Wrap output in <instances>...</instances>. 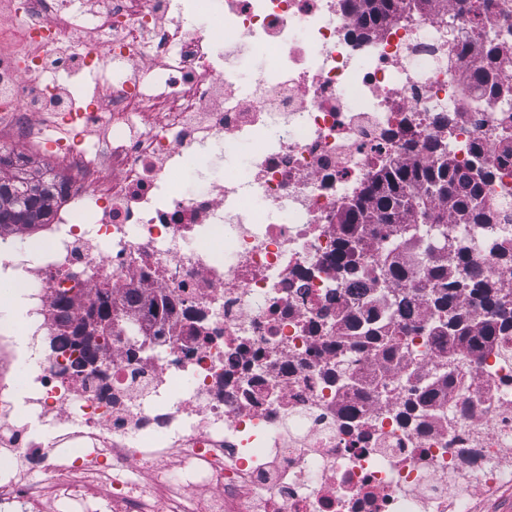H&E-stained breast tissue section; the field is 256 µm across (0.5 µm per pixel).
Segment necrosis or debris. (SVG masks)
Instances as JSON below:
<instances>
[{"instance_id": "necrosis-or-debris-1", "label": "necrosis or debris", "mask_w": 512, "mask_h": 512, "mask_svg": "<svg viewBox=\"0 0 512 512\" xmlns=\"http://www.w3.org/2000/svg\"><path fill=\"white\" fill-rule=\"evenodd\" d=\"M97 2L81 40L73 0H0V34L29 47L0 53V150L25 142V168L50 154L67 179L25 246L0 233L21 308L0 326V512H493L512 489V357L464 354L448 398L403 424L399 401L434 377L435 317L414 288L439 256L416 252L400 280L408 317L378 315L403 331L401 357L337 351L345 317L380 295L377 249L367 273L340 277L336 215L382 164L431 163L447 139L461 168L492 170L482 195L497 211L490 227H448L472 269L512 288L487 245L512 246V57L491 83L469 78L472 33L512 24V0H440L369 38L347 0H224L208 30L176 21L175 0ZM452 27L469 44L453 68ZM254 46L275 64L241 101L232 74ZM107 58L137 69L109 104L60 95L55 73ZM92 122L105 134L91 151ZM243 139L245 181L176 189L188 160L217 166ZM104 284L120 303L134 288L169 296L177 313L165 342L144 333L133 358L112 336L96 352L107 378L77 376L83 351L51 344L53 302L78 286L79 318ZM337 365L358 384L328 383Z\"/></svg>"}]
</instances>
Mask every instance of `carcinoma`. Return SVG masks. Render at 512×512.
Segmentation results:
<instances>
[{"mask_svg":"<svg viewBox=\"0 0 512 512\" xmlns=\"http://www.w3.org/2000/svg\"><path fill=\"white\" fill-rule=\"evenodd\" d=\"M354 8L363 9L364 16L372 22L385 21L401 14L407 0H349ZM512 49V29L502 35L497 33L482 39L481 53L486 65L473 69V77L484 82L487 69L493 66L499 56ZM432 152L437 162L430 166L403 165L384 166L376 171L371 185L362 197L351 204L338 217L342 236L338 240L337 252L341 259L339 272L347 278L357 275L363 268V242L369 234L367 225L383 224L386 237L402 250L391 249L380 260L381 286H393L402 277L403 263L410 251L422 249L438 252L446 264L432 269L421 290L433 309L436 320L430 333L446 345L440 351L441 361L437 374L444 377V385H450L447 376L460 367L455 350L461 345L480 353L490 350L501 338L512 336V292H506L496 282L476 278L467 261L466 245L448 234L445 219L455 215L465 224H491L494 215L477 205L483 182L492 176L490 170L479 168L473 173L460 170L453 157L448 155V143L436 141ZM55 199V183L51 180L30 178L22 175L10 155H0V230H33L40 224H48L52 218ZM414 222H407V217ZM461 291L476 296L490 318L478 330H473L471 319L455 310V299ZM391 315L403 317L409 312L407 295L395 290L389 295ZM73 297L66 293L55 300L58 316L64 327L57 342L63 346L82 347L87 358L78 362L75 373L96 363L93 357L101 341L109 336L107 331L93 329L90 309L85 310L82 319L74 326L68 325ZM97 311V318L114 324L126 322L133 314L156 315L157 310L168 314L173 310L169 297L156 301L145 298L134 289L127 295L122 307H117L108 287L97 289L91 309ZM370 347L389 356L402 346L398 334L371 328L367 330ZM436 390L425 391L406 397L400 405V416L409 423L424 417L438 397Z\"/></svg>","mask_w":512,"mask_h":512,"instance_id":"carcinoma-1","label":"carcinoma"}]
</instances>
